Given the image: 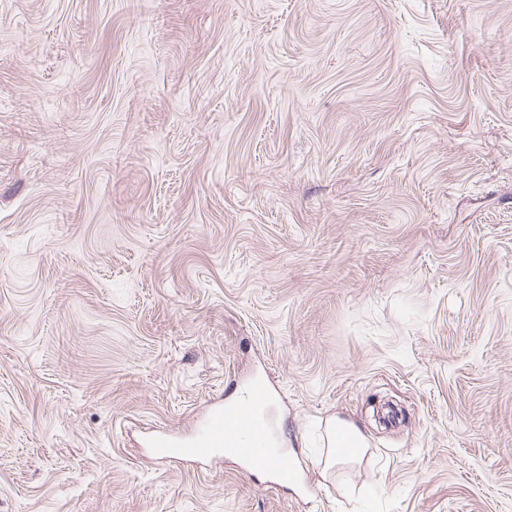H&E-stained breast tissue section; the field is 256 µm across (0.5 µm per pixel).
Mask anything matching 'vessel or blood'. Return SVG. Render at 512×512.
Segmentation results:
<instances>
[{
  "label": "vessel or blood",
  "mask_w": 512,
  "mask_h": 512,
  "mask_svg": "<svg viewBox=\"0 0 512 512\" xmlns=\"http://www.w3.org/2000/svg\"><path fill=\"white\" fill-rule=\"evenodd\" d=\"M272 397L260 382L248 386L243 398L231 406L210 408L200 427L191 435H154L148 442L160 457L171 455L206 461L232 451L247 468L269 472L276 484L297 481L295 465L282 461L274 447L275 424Z\"/></svg>",
  "instance_id": "1"
}]
</instances>
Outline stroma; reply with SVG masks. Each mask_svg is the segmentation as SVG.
Instances as JSON below:
<instances>
[{
    "instance_id": "stroma-1",
    "label": "stroma",
    "mask_w": 512,
    "mask_h": 512,
    "mask_svg": "<svg viewBox=\"0 0 512 512\" xmlns=\"http://www.w3.org/2000/svg\"><path fill=\"white\" fill-rule=\"evenodd\" d=\"M0 512H512V0H0ZM272 401L263 383H253L236 404L210 408L193 434L185 437L157 434L147 445L155 448L161 458L175 455L197 461L221 458L224 450L230 449L247 468L269 472L272 483H296L295 465L277 462L281 456L274 447ZM341 438L348 441L347 448H354L344 456L337 455V450L335 451V448H339L338 442ZM326 446L323 465L330 469L342 464L359 462L367 448V439L356 425L336 417L327 423Z\"/></svg>"
}]
</instances>
